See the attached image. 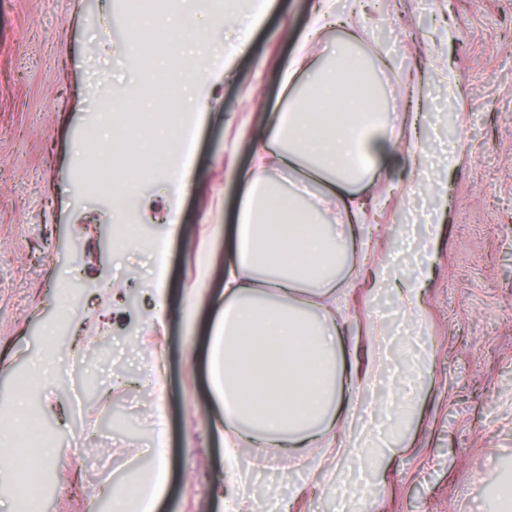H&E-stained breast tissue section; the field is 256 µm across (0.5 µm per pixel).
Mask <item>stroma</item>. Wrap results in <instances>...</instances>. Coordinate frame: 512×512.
<instances>
[{"label": "stroma", "mask_w": 512, "mask_h": 512, "mask_svg": "<svg viewBox=\"0 0 512 512\" xmlns=\"http://www.w3.org/2000/svg\"><path fill=\"white\" fill-rule=\"evenodd\" d=\"M335 3L351 25L325 29L313 49L331 52L345 35L380 64L387 123L402 148L400 164H379L362 192L374 206L370 260L390 274L371 282L350 256L344 274L356 290L337 302L336 321L345 344L370 327L388 337L415 404L389 418L383 384L373 388L367 400L396 453L368 452L359 466L336 459L325 437L299 460L262 444L241 449L248 509L262 512L307 467L319 483L295 496L292 512H336L340 483L354 493L349 512H486L491 476L512 472V0H364L356 11L352 0ZM315 6L274 0L254 13L244 2L237 21L210 32L227 47L238 23L254 25L247 52L199 64L212 89L187 114L192 141L176 164L185 187L176 188L168 151L149 134L130 151L152 170L124 207L86 181L91 136L103 94L152 79L166 36L141 45L133 69L127 47L138 24L115 14L114 0H0V438L12 434L14 401L28 395L29 429L44 436L24 465L36 476L38 512H106L113 486L147 472L161 417L171 480L159 512H224L213 496L224 444L208 417L209 310L232 260V215L256 134L283 106L280 74ZM418 79L431 91L420 125L408 105ZM415 136L425 159L408 149ZM461 139L459 163L440 167ZM428 214L441 235L420 283L408 231ZM119 224L135 230L121 250ZM163 239L169 307L159 329L151 245ZM416 284L421 315L410 324L398 291ZM35 360L49 369L39 393L29 378ZM158 367L160 406L150 386ZM61 434L76 450L63 467L44 456Z\"/></svg>", "instance_id": "35a3bbf8"}]
</instances>
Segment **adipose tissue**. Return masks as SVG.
<instances>
[{
  "mask_svg": "<svg viewBox=\"0 0 512 512\" xmlns=\"http://www.w3.org/2000/svg\"><path fill=\"white\" fill-rule=\"evenodd\" d=\"M333 0H319L298 48L283 71L282 110L257 134L253 172L237 213V250L224 270V302L211 322L206 362L217 418L224 426V512H243L245 496L236 451L260 442L294 451L353 421L359 400L383 364L375 329L353 339V357L336 345L333 314L320 304L333 292L355 228L365 222L359 188L398 141L384 119L386 92L350 41L335 51H307L320 31L346 25ZM288 172L283 189L271 171ZM322 185L352 226L324 223L302 195ZM164 427H157L145 479L113 490L112 512H155L167 485Z\"/></svg>",
  "mask_w": 512,
  "mask_h": 512,
  "instance_id": "adipose-tissue-1",
  "label": "adipose tissue"
}]
</instances>
